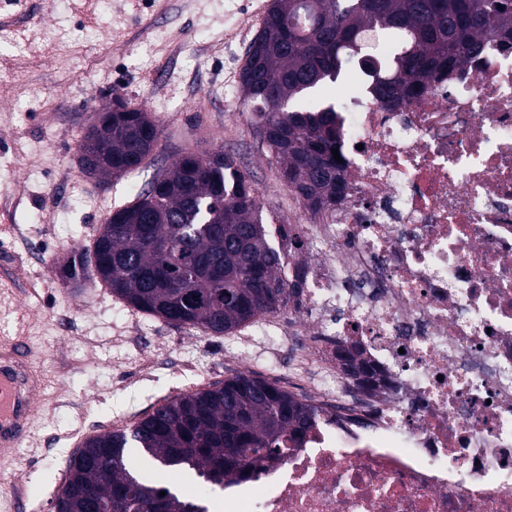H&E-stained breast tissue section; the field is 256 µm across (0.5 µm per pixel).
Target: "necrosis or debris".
<instances>
[{"mask_svg": "<svg viewBox=\"0 0 512 512\" xmlns=\"http://www.w3.org/2000/svg\"><path fill=\"white\" fill-rule=\"evenodd\" d=\"M345 189L288 220L281 319L237 331L318 415L284 456L231 477L205 512H512V52L477 56L391 108L337 102ZM357 344L374 384L338 364Z\"/></svg>", "mask_w": 512, "mask_h": 512, "instance_id": "necrosis-or-debris-1", "label": "necrosis or debris"}]
</instances>
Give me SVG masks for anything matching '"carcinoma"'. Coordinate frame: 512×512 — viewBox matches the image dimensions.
I'll return each mask as SVG.
<instances>
[{
    "label": "carcinoma",
    "instance_id": "1",
    "mask_svg": "<svg viewBox=\"0 0 512 512\" xmlns=\"http://www.w3.org/2000/svg\"><path fill=\"white\" fill-rule=\"evenodd\" d=\"M490 30L512 51V0H270L240 92L269 160L317 215L344 188L332 154L336 107L319 100L322 85L356 63L373 95L397 106L476 52ZM112 102L121 111L98 113L78 148L112 129L101 174L121 177L143 167L160 132L150 113L119 95ZM283 262L250 179L220 148L179 156L104 219L92 251L73 252L61 276L95 279L147 316L223 336L286 307L300 284L287 285ZM314 416L277 382L248 373L182 393L128 428L89 437L69 459L53 512H204L132 473L128 449L219 488L278 460Z\"/></svg>",
    "mask_w": 512,
    "mask_h": 512
}]
</instances>
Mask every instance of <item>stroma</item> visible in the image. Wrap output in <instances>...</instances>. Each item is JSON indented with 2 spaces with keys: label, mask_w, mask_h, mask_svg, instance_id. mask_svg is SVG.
<instances>
[{
  "label": "stroma",
  "mask_w": 512,
  "mask_h": 512,
  "mask_svg": "<svg viewBox=\"0 0 512 512\" xmlns=\"http://www.w3.org/2000/svg\"><path fill=\"white\" fill-rule=\"evenodd\" d=\"M269 0H28L0 9V332L32 349L42 388L22 466L0 473V512H51L81 439L239 373L231 336L143 315L60 267L182 153L224 148L268 223L292 199L255 140L238 75ZM121 94L151 112L155 153L134 178L89 179L77 141Z\"/></svg>",
  "instance_id": "35a3bbf8"
}]
</instances>
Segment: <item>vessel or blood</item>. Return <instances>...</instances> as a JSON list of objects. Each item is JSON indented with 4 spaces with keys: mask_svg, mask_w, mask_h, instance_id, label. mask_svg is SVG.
Here are the masks:
<instances>
[{
    "mask_svg": "<svg viewBox=\"0 0 512 512\" xmlns=\"http://www.w3.org/2000/svg\"><path fill=\"white\" fill-rule=\"evenodd\" d=\"M42 381L30 364V352L22 340H14L10 354L0 355V465L16 459L34 411V399Z\"/></svg>",
    "mask_w": 512,
    "mask_h": 512,
    "instance_id": "vessel-or-blood-1",
    "label": "vessel or blood"
}]
</instances>
